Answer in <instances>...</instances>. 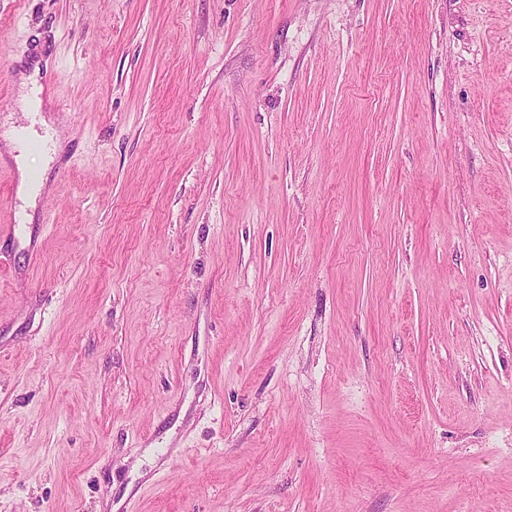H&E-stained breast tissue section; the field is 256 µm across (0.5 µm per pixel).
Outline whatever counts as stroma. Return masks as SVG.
Returning <instances> with one entry per match:
<instances>
[{
    "mask_svg": "<svg viewBox=\"0 0 512 512\" xmlns=\"http://www.w3.org/2000/svg\"><path fill=\"white\" fill-rule=\"evenodd\" d=\"M0 512H512V0H0ZM42 64L44 65V68H47L49 61L47 59L42 60L41 58L34 62L32 61L29 65L25 66L24 69H21L18 78L21 87L26 90V98L29 99L30 104L36 109V112H39L40 125L45 128L48 146L43 150V153L48 164L54 160V156L57 154L59 141L58 139H55V133L51 134L49 132V130H51V125L54 123L53 116L49 114H47V116L40 113L43 108L46 107L43 99L40 97L42 93V85L38 82V76L41 75L42 72ZM17 128H10L2 134L3 148L13 159L18 170L17 197L23 203L25 209H34L36 197L42 193L46 186L45 171L36 182L32 180L31 172L42 171L30 164V154L23 151L17 152L15 145V132Z\"/></svg>",
    "mask_w": 512,
    "mask_h": 512,
    "instance_id": "1",
    "label": "stroma"
}]
</instances>
